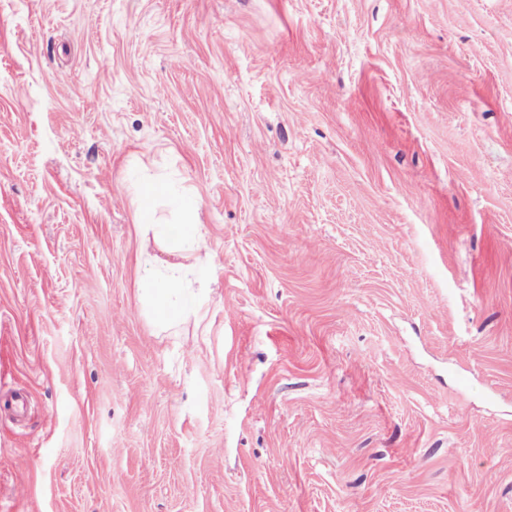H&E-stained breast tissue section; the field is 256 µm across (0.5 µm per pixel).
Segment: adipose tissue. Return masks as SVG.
Segmentation results:
<instances>
[{"mask_svg": "<svg viewBox=\"0 0 512 512\" xmlns=\"http://www.w3.org/2000/svg\"><path fill=\"white\" fill-rule=\"evenodd\" d=\"M155 243L165 252L174 255V262L152 261L151 286L147 290L148 304L155 319L172 323L180 318L179 307L191 294V282L185 261L197 256L205 239L194 219L179 224H156L152 227Z\"/></svg>", "mask_w": 512, "mask_h": 512, "instance_id": "obj_1", "label": "adipose tissue"}]
</instances>
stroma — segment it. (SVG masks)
I'll return each mask as SVG.
<instances>
[{"instance_id":"stroma-1","label":"stroma","mask_w":512,"mask_h":512,"mask_svg":"<svg viewBox=\"0 0 512 512\" xmlns=\"http://www.w3.org/2000/svg\"><path fill=\"white\" fill-rule=\"evenodd\" d=\"M0 512H512V0H0ZM151 226L155 243L165 252L180 259L197 258L198 253L205 246V239L200 234L197 222L188 217L180 224H143ZM152 267L151 288H145L148 304L155 319L161 323H172L180 318L179 306L184 298L195 293L191 288L189 266L183 262L150 261Z\"/></svg>"}]
</instances>
